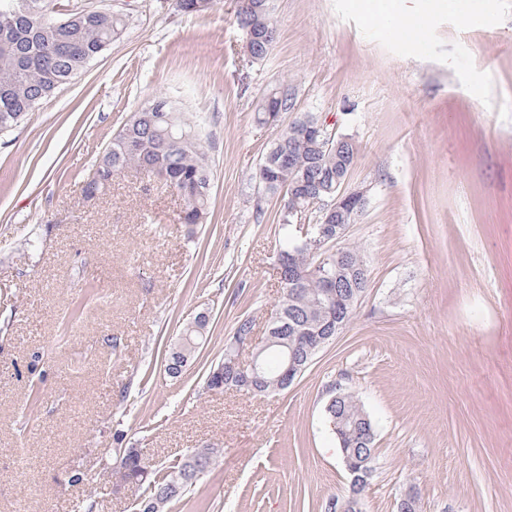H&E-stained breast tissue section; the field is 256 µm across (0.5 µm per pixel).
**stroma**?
<instances>
[{"label": "stroma", "mask_w": 512, "mask_h": 512, "mask_svg": "<svg viewBox=\"0 0 512 512\" xmlns=\"http://www.w3.org/2000/svg\"><path fill=\"white\" fill-rule=\"evenodd\" d=\"M59 2L126 25L0 135V512H82L122 448L154 464L221 449L178 512H323L349 485L324 411L338 386L376 427L364 512H397L409 492L418 512H512V0H471L469 21L434 13L421 47L356 0H273L262 61L235 0L193 16L171 0ZM276 85L294 109L260 124ZM159 97L199 119L209 149V213L192 228L176 193L132 172L81 192ZM306 114L358 147L348 186L368 204L345 241L367 287L288 389L209 390L237 321L261 337L277 309L283 200L254 174ZM203 310L209 337L172 380L164 352Z\"/></svg>", "instance_id": "35a3bbf8"}]
</instances>
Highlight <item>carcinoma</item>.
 Masks as SVG:
<instances>
[{"mask_svg": "<svg viewBox=\"0 0 512 512\" xmlns=\"http://www.w3.org/2000/svg\"><path fill=\"white\" fill-rule=\"evenodd\" d=\"M176 11L198 15L211 10L217 0H172ZM50 0H0V132L10 131L24 121L27 114L47 99L61 85L80 71L112 44L125 26L123 16L109 9L95 8L49 21ZM243 34L245 51L261 61L268 56L262 44L249 40V29L274 27L272 14L261 9L251 13L236 11ZM290 89L279 86L263 98L258 120L262 124L278 121L279 113L293 109ZM307 115L291 123L275 140L280 154L266 167L257 169L255 178L271 193H283L284 212L279 232L282 242L278 254L293 270L310 268V248L302 238V229L293 224L291 211L304 212L308 202L294 190L302 176L317 177L336 172L341 161L336 152L318 138L305 134ZM293 157V169L284 159ZM134 171L148 180H160L173 188L184 202L180 223L202 224L210 205L212 170L205 145L195 125L177 104L154 100L133 113L123 128L99 155L82 184L86 199H96L109 191L114 177ZM368 273L338 289L336 298L323 295L321 281L300 277L294 282L281 280L283 294L278 309L281 320L274 323L273 336L277 343L260 353L271 375L280 374L282 353L293 352L306 368L312 361L310 352L316 341L315 331L327 321L329 312H340L350 321L357 301L350 294L364 292ZM208 322H188L183 326L179 343L165 351V371L172 378L182 372L172 368L180 357L192 359L198 345L206 340ZM332 405L326 409L330 429L341 453L358 461L356 481L344 497L352 512H363L362 493L373 473L375 425L353 392L336 388L330 395ZM219 449L210 448L199 456L184 454L169 464L157 467L139 454L120 456L106 482L117 491L125 485H138L142 501L134 504L133 512L151 505L154 512H171L183 502L195 487L199 477L193 475L196 461L200 472L210 471L216 464Z\"/></svg>", "mask_w": 512, "mask_h": 512, "instance_id": "cac0c4a2", "label": "carcinoma"}]
</instances>
